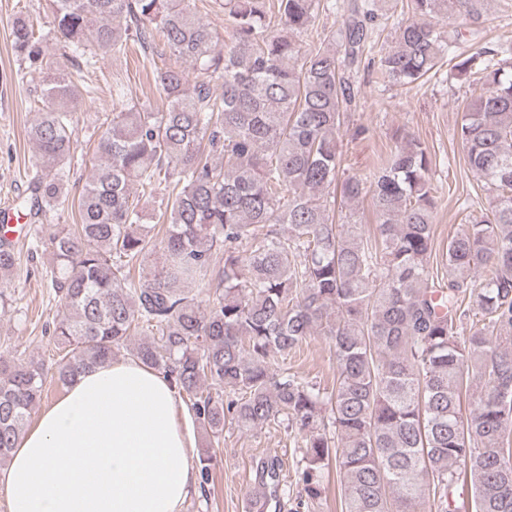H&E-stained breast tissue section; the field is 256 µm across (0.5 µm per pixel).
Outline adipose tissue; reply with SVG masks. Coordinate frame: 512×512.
Wrapping results in <instances>:
<instances>
[{"label": "adipose tissue", "instance_id": "obj_1", "mask_svg": "<svg viewBox=\"0 0 512 512\" xmlns=\"http://www.w3.org/2000/svg\"><path fill=\"white\" fill-rule=\"evenodd\" d=\"M178 394L135 359L82 373L0 471L12 512H179L197 476Z\"/></svg>", "mask_w": 512, "mask_h": 512}]
</instances>
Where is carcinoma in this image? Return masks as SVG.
Here are the masks:
<instances>
[{
  "mask_svg": "<svg viewBox=\"0 0 512 512\" xmlns=\"http://www.w3.org/2000/svg\"><path fill=\"white\" fill-rule=\"evenodd\" d=\"M480 2L408 0L411 16L377 62L398 86L436 76L448 57L457 73L479 74L459 137L488 207L448 239L441 274L431 267L436 189L424 143L403 137L370 175L339 179L336 134L355 100L345 72L365 50L370 0L317 46L305 37L334 0H221L228 42L189 0H51L56 39L86 67L131 44L146 49L156 33L197 72L157 68L162 108L123 103L105 117L78 222L50 225L62 307L53 377L67 386L142 335L133 356L189 397L209 439L203 493L225 425H282L305 448L298 480L309 508L321 505L333 462L341 512H461L467 481L474 512H512V60L460 51L441 30L450 11L478 17ZM12 41L46 71L51 103L28 129L36 172L16 205L35 219L65 195L82 92L45 59L22 13ZM338 181L348 204L370 196L371 228L336 223ZM161 185L164 262L141 282L132 269L155 248L143 199ZM14 265L1 242V284ZM316 333L336 360L329 392L274 367ZM472 378L480 391L464 414ZM46 379L39 361L0 357V466Z\"/></svg>",
  "mask_w": 512,
  "mask_h": 512,
  "instance_id": "cac0c4a2",
  "label": "carcinoma"
}]
</instances>
